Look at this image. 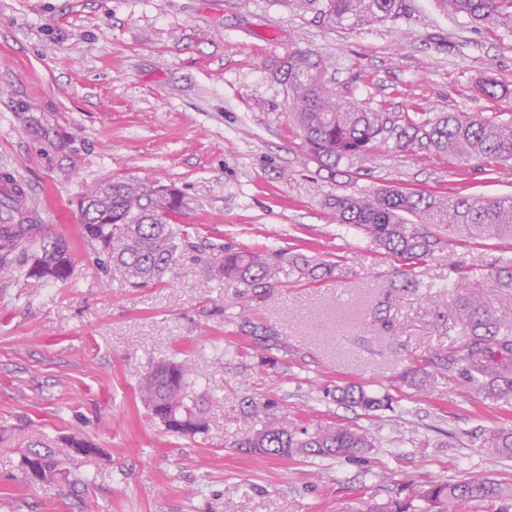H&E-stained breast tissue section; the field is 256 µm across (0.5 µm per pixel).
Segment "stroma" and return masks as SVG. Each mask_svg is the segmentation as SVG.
Masks as SVG:
<instances>
[{
	"label": "stroma",
	"instance_id": "stroma-1",
	"mask_svg": "<svg viewBox=\"0 0 512 512\" xmlns=\"http://www.w3.org/2000/svg\"><path fill=\"white\" fill-rule=\"evenodd\" d=\"M324 0H0V173L30 194L39 238L65 239L67 282L27 286L37 245L0 263V512H78L53 484L18 481L19 451L91 437L102 456L68 458L97 512H348L480 473L512 480V458L483 446L512 428V401L455 376L421 381L435 353L464 341L447 286L467 275L512 321V240L444 238L402 275L327 196L380 189L494 197L512 168L458 162L427 144L379 143L319 166L288 116L275 73L301 49L338 95L393 121L425 112L512 117V38L453 15L445 0H403L398 19L326 25ZM506 94H480L483 79ZM156 177L182 189L191 248L162 281L126 284L81 236L76 201L94 184ZM269 248L321 262L283 265L269 287L209 276L223 250ZM392 327L380 319L390 288ZM164 360L185 363L207 430L168 433L138 397ZM387 396L368 413L337 387ZM370 429L376 446L339 458L275 459L244 448L261 409Z\"/></svg>",
	"mask_w": 512,
	"mask_h": 512
}]
</instances>
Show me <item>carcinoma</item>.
<instances>
[{"mask_svg":"<svg viewBox=\"0 0 512 512\" xmlns=\"http://www.w3.org/2000/svg\"><path fill=\"white\" fill-rule=\"evenodd\" d=\"M453 11L474 23L500 27L512 35V0H449ZM401 0H326L323 17L331 25L360 26L396 18ZM285 87L289 115L302 132L314 159L334 169L343 161L371 154L387 134L397 132L410 142L426 140L436 152L458 161L490 159L512 167V120L468 112H450L431 118L422 113L405 116V125L387 126L378 112H367L339 97L326 80V65L316 54L297 50L279 70ZM336 223L355 228L400 261L425 262L441 239L424 228L435 224L453 233L466 231L481 240L512 239V195L491 198L452 195L443 198L403 190H381L360 195H336L328 199ZM83 238L106 257L126 283L157 280L188 247L179 217L187 208L184 194L173 185L157 189L149 178L117 179L96 184L92 196L81 201ZM35 225L17 198L0 197V262L32 241ZM282 254L267 250L227 251L209 269L213 278L240 281L251 286L269 283L277 273ZM75 260L60 239L42 243L41 254L25 272L35 283L65 282L74 273ZM460 300L464 344L440 351L429 361L434 374L456 372L469 387L487 397H512V321L496 317L472 291L469 277L452 285ZM182 363L157 365L139 386L142 402L166 430L180 436L204 432L207 421L187 382ZM336 400L374 411L383 400L363 388L348 385L336 389ZM255 452L288 458L296 454L325 458L352 456L373 447L369 432L341 425L309 429L300 420L267 416L262 429L247 442ZM484 447L512 458V429L489 434ZM37 459L43 467L42 483L68 488L78 501L83 496L77 483L54 451L29 449L22 454L20 471L30 483L27 465ZM425 502L395 498L349 512H460L463 505L483 502L488 512H512V487L485 476H469L453 482H430L416 494Z\"/></svg>","mask_w":512,"mask_h":512,"instance_id":"1","label":"carcinoma"}]
</instances>
